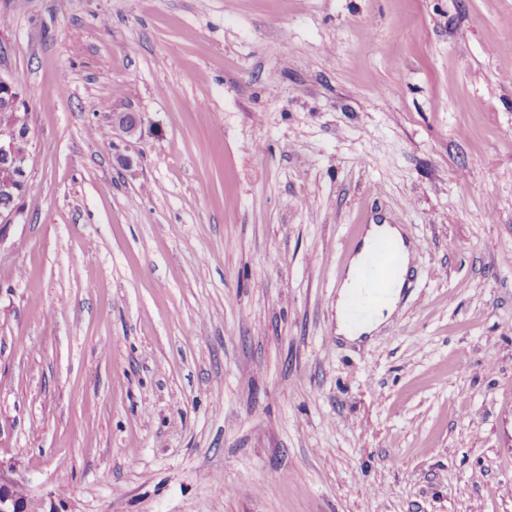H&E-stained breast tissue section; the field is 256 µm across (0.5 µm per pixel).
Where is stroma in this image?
<instances>
[{
    "mask_svg": "<svg viewBox=\"0 0 512 512\" xmlns=\"http://www.w3.org/2000/svg\"><path fill=\"white\" fill-rule=\"evenodd\" d=\"M0 461L69 512H512V0H0ZM116 112L141 138L98 140ZM126 155L123 166L118 156ZM411 285L336 334V257ZM27 102L12 81L0 76V111L9 116L0 123V224H12L19 214L16 200L28 190L29 124ZM0 112V113H1ZM22 136L28 137L16 142ZM369 225L359 251L350 260L348 270L345 277L341 280L336 298V334L350 341L360 340L365 335L372 333L396 312L402 298L408 264L411 258V251L408 249L409 244L406 243L402 230L398 225ZM384 237L393 239L404 252L405 257V266L394 288H392L394 277L402 264V257L391 242L386 240L379 242L369 255L366 263L360 267L374 242ZM356 270L357 278L365 281L375 296H383L388 289L392 288V290L385 300L378 303L372 309L369 319L362 321L357 328H352L345 315L346 307L347 315L354 324L365 319L368 315L364 302L358 296H354L347 306L350 295L354 288H357L355 280Z\"/></svg>",
    "mask_w": 512,
    "mask_h": 512,
    "instance_id": "1",
    "label": "stroma"
}]
</instances>
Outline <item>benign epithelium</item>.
Here are the masks:
<instances>
[{"label":"benign epithelium","instance_id":"1","mask_svg":"<svg viewBox=\"0 0 512 512\" xmlns=\"http://www.w3.org/2000/svg\"><path fill=\"white\" fill-rule=\"evenodd\" d=\"M27 102L13 82L0 77V111L9 120L0 123V224H11L19 214L16 200L28 190L30 154L16 151V142L29 136ZM143 117L134 112L112 113V134L134 138L141 134ZM12 465L0 462V512H28L31 496L14 476Z\"/></svg>","mask_w":512,"mask_h":512}]
</instances>
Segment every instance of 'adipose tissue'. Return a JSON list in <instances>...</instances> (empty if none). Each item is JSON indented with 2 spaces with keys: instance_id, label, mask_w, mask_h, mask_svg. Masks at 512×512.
Wrapping results in <instances>:
<instances>
[{
  "instance_id": "ef3b65f1",
  "label": "adipose tissue",
  "mask_w": 512,
  "mask_h": 512,
  "mask_svg": "<svg viewBox=\"0 0 512 512\" xmlns=\"http://www.w3.org/2000/svg\"><path fill=\"white\" fill-rule=\"evenodd\" d=\"M384 237L393 239L401 247L406 244L400 227L389 224L370 225L359 251L351 258L346 275L340 283L336 298V333L348 340L356 341L375 331L396 312L401 301L405 282L400 279L389 296L373 308L370 318L362 321L358 327H351L345 315L349 297L357 286L355 272L363 264L374 242Z\"/></svg>"
}]
</instances>
